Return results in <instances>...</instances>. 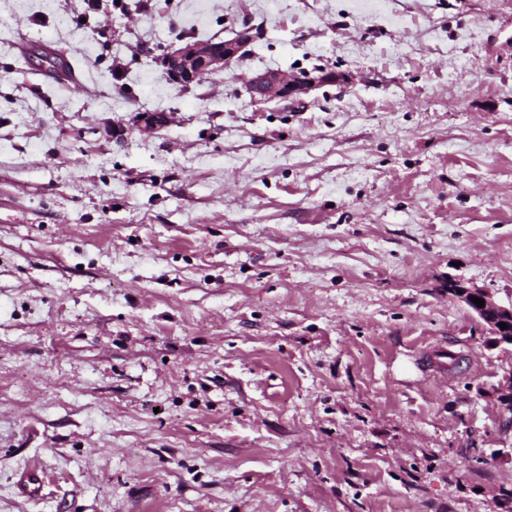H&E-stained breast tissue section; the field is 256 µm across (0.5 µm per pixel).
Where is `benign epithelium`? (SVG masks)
<instances>
[{"label": "benign epithelium", "instance_id": "obj_1", "mask_svg": "<svg viewBox=\"0 0 512 512\" xmlns=\"http://www.w3.org/2000/svg\"><path fill=\"white\" fill-rule=\"evenodd\" d=\"M251 30L244 28L234 39L223 44L215 42H186L172 49L166 57L165 76L180 88H187L199 78L226 69L231 60L251 41ZM336 81V74L324 69L307 73L304 77L280 70H264L254 73L246 83V90L254 103L276 102L286 108H298L305 104L304 96L310 91ZM484 300L479 307L472 298ZM448 298L463 303L482 322L486 331L494 336L499 345L512 346V305L497 303L488 293L468 286L459 280H448ZM507 324L503 329L500 324ZM497 402L512 412V372L504 378L495 391Z\"/></svg>", "mask_w": 512, "mask_h": 512}]
</instances>
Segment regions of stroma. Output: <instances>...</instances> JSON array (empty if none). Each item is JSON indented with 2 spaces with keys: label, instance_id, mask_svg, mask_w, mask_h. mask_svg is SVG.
Masks as SVG:
<instances>
[{
  "label": "stroma",
  "instance_id": "1",
  "mask_svg": "<svg viewBox=\"0 0 512 512\" xmlns=\"http://www.w3.org/2000/svg\"><path fill=\"white\" fill-rule=\"evenodd\" d=\"M99 2L0 0V512H501L512 347L448 282L512 304V0ZM249 28L238 31L231 41L186 42L172 49L166 57L165 76L180 88H188L208 74L224 72L231 60L253 40ZM335 81L336 74L324 69L309 72L306 77L268 69L254 73L247 80L246 90L253 103L276 102L286 108H299L311 90Z\"/></svg>",
  "mask_w": 512,
  "mask_h": 512
}]
</instances>
